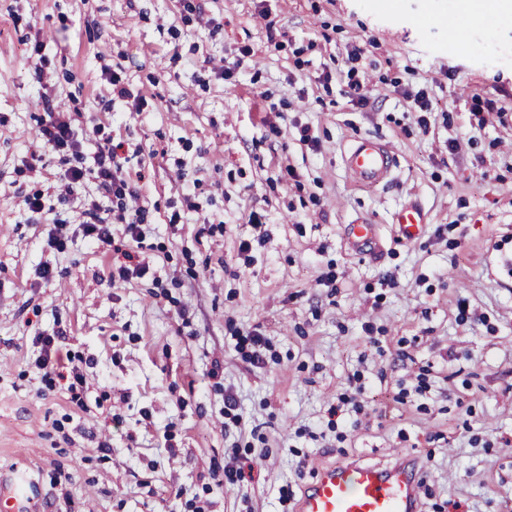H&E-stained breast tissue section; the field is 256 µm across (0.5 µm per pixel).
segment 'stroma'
I'll use <instances>...</instances> for the list:
<instances>
[{
    "label": "stroma",
    "mask_w": 512,
    "mask_h": 512,
    "mask_svg": "<svg viewBox=\"0 0 512 512\" xmlns=\"http://www.w3.org/2000/svg\"><path fill=\"white\" fill-rule=\"evenodd\" d=\"M194 2L0 0V474L33 475L36 512H295L317 468L412 453L425 512H512V28H476L474 55L435 19L448 0ZM244 47L232 80L213 73ZM351 68L367 106L321 79ZM116 69L142 111L113 98ZM46 94L79 154L43 148ZM368 135L398 158L373 189L344 165ZM108 141L141 241L74 225L50 246L53 218L111 209L91 177L56 191ZM409 203L428 217L412 242ZM360 217L366 254L346 242ZM128 253L148 270L113 278ZM44 336L83 382L48 384ZM394 224H397L402 238L411 242L422 236L426 219L419 208L410 207L399 211L395 215ZM375 238V224L366 218H358L349 226L350 244L355 251L372 243Z\"/></svg>",
    "instance_id": "stroma-1"
}]
</instances>
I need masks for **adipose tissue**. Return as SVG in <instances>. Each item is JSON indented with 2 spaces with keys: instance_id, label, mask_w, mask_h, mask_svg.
<instances>
[{
  "instance_id": "1",
  "label": "adipose tissue",
  "mask_w": 512,
  "mask_h": 512,
  "mask_svg": "<svg viewBox=\"0 0 512 512\" xmlns=\"http://www.w3.org/2000/svg\"><path fill=\"white\" fill-rule=\"evenodd\" d=\"M481 25L490 29L512 27V0H458L448 21L451 45L477 51L471 32Z\"/></svg>"
}]
</instances>
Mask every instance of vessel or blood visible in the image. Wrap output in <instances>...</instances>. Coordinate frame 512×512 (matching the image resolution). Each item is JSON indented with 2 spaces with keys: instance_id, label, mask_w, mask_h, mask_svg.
I'll use <instances>...</instances> for the list:
<instances>
[{
  "instance_id": "obj_1",
  "label": "vessel or blood",
  "mask_w": 512,
  "mask_h": 512,
  "mask_svg": "<svg viewBox=\"0 0 512 512\" xmlns=\"http://www.w3.org/2000/svg\"><path fill=\"white\" fill-rule=\"evenodd\" d=\"M397 165L390 148L370 136L355 138L345 154V167L353 182L374 187L389 180ZM394 222L406 241L419 239L426 219L416 207L399 211ZM376 238L374 224L365 218L353 221L349 239L361 250ZM420 466L417 458L404 456L388 466L351 462L317 470L303 489L297 512H420ZM24 485L0 496V512H28Z\"/></svg>"
}]
</instances>
